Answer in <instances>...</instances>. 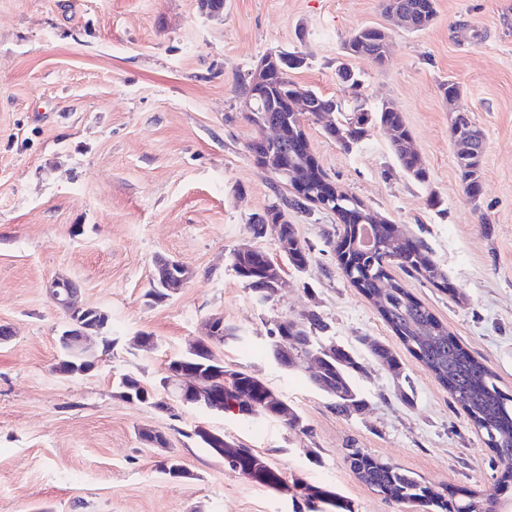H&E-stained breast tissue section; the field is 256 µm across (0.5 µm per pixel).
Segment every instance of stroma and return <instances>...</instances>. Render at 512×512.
<instances>
[{
	"label": "stroma",
	"instance_id": "35a3bbf8",
	"mask_svg": "<svg viewBox=\"0 0 512 512\" xmlns=\"http://www.w3.org/2000/svg\"><path fill=\"white\" fill-rule=\"evenodd\" d=\"M428 28L399 26L382 0H224L210 16L199 0H0V512H301L290 495L248 482L202 448L204 424L263 453L286 480L337 488L355 512H403L344 462L357 447L437 487L480 492L502 468L446 388L401 344L339 268L328 243L335 216L288 213L311 249L303 271L260 301L238 280L230 253L249 244L279 258L273 231L254 220L292 197L247 149L256 132L235 87L265 54L306 57L291 79L350 102L336 69L348 63L367 106L402 112L427 172L404 175L390 136L371 128L343 150L307 118L311 151L328 178L422 244L448 279L441 288L391 274L481 359L512 394V0H435ZM388 32L385 67L345 58L359 29ZM460 86L448 103L441 86ZM468 112L485 139L481 192L469 197L450 138L451 111ZM187 266L186 287L148 303L154 262ZM111 316L113 345L82 376L55 373L67 316L47 295L58 277ZM318 314L325 342L351 346L365 368L362 410L337 413L305 366L286 370L267 352L284 319ZM213 315L237 341L218 348L302 415L307 432L261 417L119 395L122 375L153 384ZM143 333L156 345L133 344ZM399 355L402 380L375 364L367 341ZM145 430L166 435L157 448ZM177 457L189 478L162 475Z\"/></svg>",
	"mask_w": 512,
	"mask_h": 512
}]
</instances>
